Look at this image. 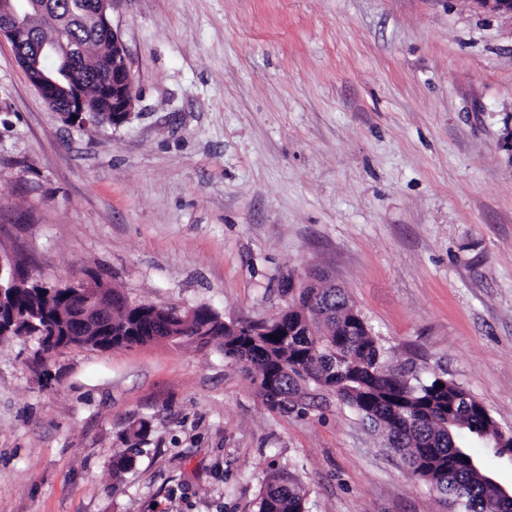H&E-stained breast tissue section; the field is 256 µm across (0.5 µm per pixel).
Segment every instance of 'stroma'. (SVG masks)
<instances>
[{"instance_id": "35a3bbf8", "label": "stroma", "mask_w": 512, "mask_h": 512, "mask_svg": "<svg viewBox=\"0 0 512 512\" xmlns=\"http://www.w3.org/2000/svg\"><path fill=\"white\" fill-rule=\"evenodd\" d=\"M138 97L64 122L0 41V247L129 300L268 320L284 278L343 288L390 366L512 430V15L466 0H112ZM0 342V512H448L310 384L269 410L216 348ZM136 467L112 473L131 424ZM301 488L283 480L269 478L261 494L258 512H305Z\"/></svg>"}]
</instances>
